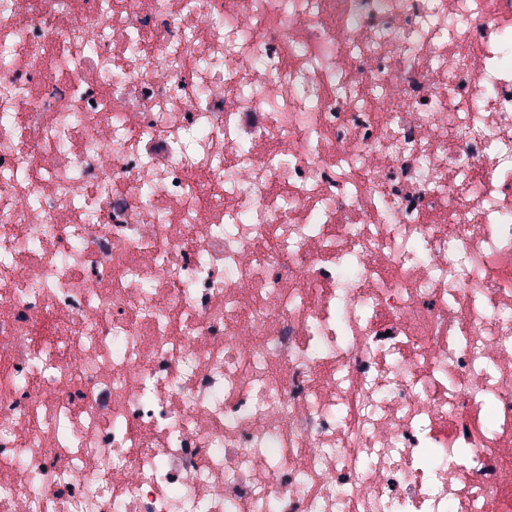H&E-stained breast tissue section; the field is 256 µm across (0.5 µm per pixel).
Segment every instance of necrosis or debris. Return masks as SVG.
<instances>
[{"label": "necrosis or debris", "mask_w": 512, "mask_h": 512, "mask_svg": "<svg viewBox=\"0 0 512 512\" xmlns=\"http://www.w3.org/2000/svg\"><path fill=\"white\" fill-rule=\"evenodd\" d=\"M0 512H512V0H0Z\"/></svg>", "instance_id": "1"}]
</instances>
